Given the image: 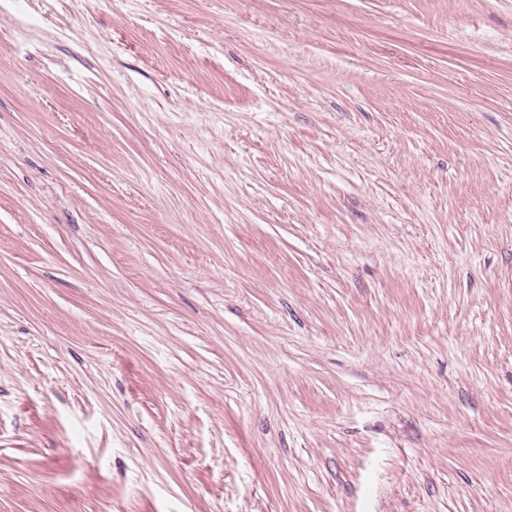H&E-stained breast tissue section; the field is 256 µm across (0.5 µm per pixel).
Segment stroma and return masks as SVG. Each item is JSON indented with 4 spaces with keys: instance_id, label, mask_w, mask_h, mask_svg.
I'll return each mask as SVG.
<instances>
[{
    "instance_id": "stroma-1",
    "label": "stroma",
    "mask_w": 512,
    "mask_h": 512,
    "mask_svg": "<svg viewBox=\"0 0 512 512\" xmlns=\"http://www.w3.org/2000/svg\"><path fill=\"white\" fill-rule=\"evenodd\" d=\"M0 512H512V0H0Z\"/></svg>"
}]
</instances>
